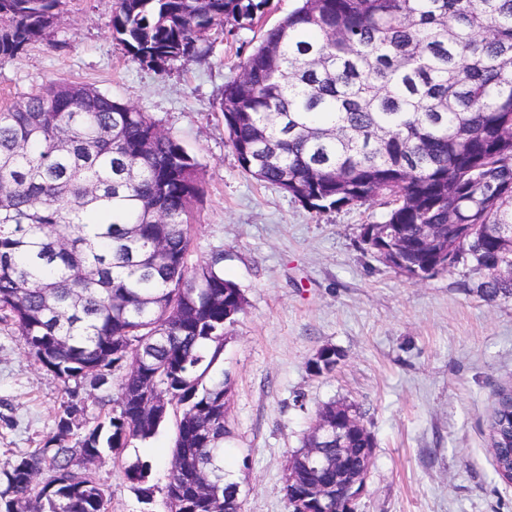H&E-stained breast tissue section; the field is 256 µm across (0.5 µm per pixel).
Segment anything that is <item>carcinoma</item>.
I'll return each mask as SVG.
<instances>
[{"instance_id":"1","label":"carcinoma","mask_w":512,"mask_h":512,"mask_svg":"<svg viewBox=\"0 0 512 512\" xmlns=\"http://www.w3.org/2000/svg\"><path fill=\"white\" fill-rule=\"evenodd\" d=\"M263 35L219 102L241 169L316 212L380 195L409 278L432 277L421 244L445 231L449 268L512 300V0H298ZM63 0H0V59L53 28ZM269 0H117L113 39L163 69L204 54ZM197 159L152 117L95 87L59 81L0 111V313L64 386L115 381L112 413L64 444L67 404L44 447L4 472L0 512H109L92 466L174 423L164 512H237L195 488L224 469L226 328L247 304L220 258L191 266ZM453 224L455 228L448 229ZM452 235H446V231ZM495 401L488 444L512 431ZM45 471L50 479L39 483ZM126 480L154 506L152 467Z\"/></svg>"}]
</instances>
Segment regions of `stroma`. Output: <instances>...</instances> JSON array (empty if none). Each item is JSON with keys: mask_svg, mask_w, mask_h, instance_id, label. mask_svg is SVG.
I'll use <instances>...</instances> for the list:
<instances>
[{"mask_svg": "<svg viewBox=\"0 0 512 512\" xmlns=\"http://www.w3.org/2000/svg\"><path fill=\"white\" fill-rule=\"evenodd\" d=\"M294 5L270 0L252 25L158 72L113 40L116 0H66L43 39L0 60V110L56 81L89 84L151 116L200 163L188 262L222 255L221 270L247 299L224 345L228 468L247 492L244 512H289L287 461L335 400L360 406L376 444L358 512H512V485L494 472L486 430L496 391L512 383V301H484L461 267L418 282L387 268L360 242L362 225L382 220L386 206L309 210L247 176L228 142L224 86ZM325 347L342 359L318 376L309 363ZM99 397L88 386L65 392L0 319V472L44 446L65 402L80 409L66 439L75 445L102 415ZM172 439L167 427L94 465L111 512H146L124 467L149 461L153 484L164 487Z\"/></svg>", "mask_w": 512, "mask_h": 512, "instance_id": "35a3bbf8", "label": "stroma"}]
</instances>
